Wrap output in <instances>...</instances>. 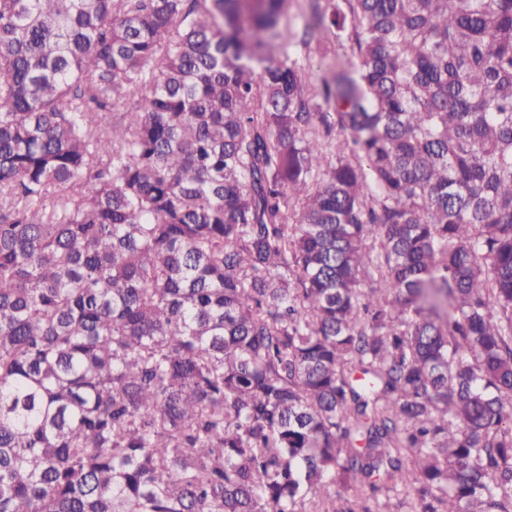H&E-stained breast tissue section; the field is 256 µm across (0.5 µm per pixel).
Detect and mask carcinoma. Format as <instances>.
<instances>
[{"label":"carcinoma","mask_w":512,"mask_h":512,"mask_svg":"<svg viewBox=\"0 0 512 512\" xmlns=\"http://www.w3.org/2000/svg\"><path fill=\"white\" fill-rule=\"evenodd\" d=\"M309 5L0 0V512H512V0ZM349 54L350 46L346 42L343 46H336L333 51L327 54L315 46L307 49L298 47L293 58L298 60L303 79L307 83L315 84L325 71L335 70L336 66H346Z\"/></svg>","instance_id":"1"}]
</instances>
